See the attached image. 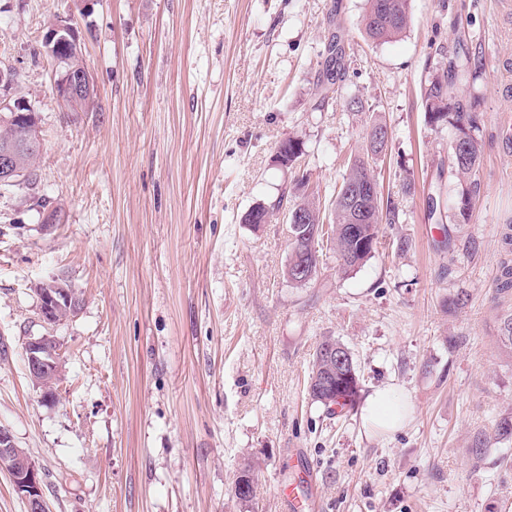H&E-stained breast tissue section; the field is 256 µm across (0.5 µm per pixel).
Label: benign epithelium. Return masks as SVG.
<instances>
[{
	"label": "benign epithelium",
	"mask_w": 512,
	"mask_h": 512,
	"mask_svg": "<svg viewBox=\"0 0 512 512\" xmlns=\"http://www.w3.org/2000/svg\"><path fill=\"white\" fill-rule=\"evenodd\" d=\"M42 49L54 63L58 78L53 90L59 104L70 107L85 91L95 86L92 73L83 56V43L75 17H60L47 26L42 36ZM13 71L0 67V118L17 124L21 134L0 142V186L23 185L28 177L20 164L23 154L35 156L41 151V136L37 113L32 105L11 96ZM39 299V315L49 324L60 308L75 315L81 308V297L62 281L47 282L35 289ZM24 358L30 378L40 383L57 377L62 371L60 345L49 333L31 337L24 344ZM7 472L14 490L22 497L29 512H46L41 477L29 456L14 443L10 430L0 426V471Z\"/></svg>",
	"instance_id": "obj_1"
}]
</instances>
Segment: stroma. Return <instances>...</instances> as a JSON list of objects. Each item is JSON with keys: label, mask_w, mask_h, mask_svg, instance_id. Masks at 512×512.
Instances as JSON below:
<instances>
[{"label": "stroma", "mask_w": 512, "mask_h": 512, "mask_svg": "<svg viewBox=\"0 0 512 512\" xmlns=\"http://www.w3.org/2000/svg\"><path fill=\"white\" fill-rule=\"evenodd\" d=\"M365 3L98 0L84 14L78 0H0V66L42 142L35 183L0 193V426L48 512H244L230 490L251 460L259 512H288L292 483L304 512H512V438L495 435L512 417L497 345L512 294H495L512 224V0H411L410 28L382 43L360 30ZM68 15L97 88L85 112L58 106L42 52ZM334 36L343 69L324 96ZM464 59L480 73L454 91L484 156L458 224L454 131L428 124L421 93ZM377 121L388 146L373 174L397 223L365 265L343 272L328 242L317 277L289 284L282 218L243 221L294 177L278 144L302 139L306 192L325 201ZM45 206L61 214L48 230ZM51 279L83 306L48 326L35 287ZM455 295L464 305L446 308ZM47 332L63 363L50 399L24 360ZM325 336L351 351L362 394L403 390L401 429L372 433L309 398Z\"/></svg>", "instance_id": "obj_1"}]
</instances>
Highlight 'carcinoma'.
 <instances>
[{
  "mask_svg": "<svg viewBox=\"0 0 512 512\" xmlns=\"http://www.w3.org/2000/svg\"><path fill=\"white\" fill-rule=\"evenodd\" d=\"M411 24L410 0H366V9L361 20L362 30L374 42L392 41L401 37ZM455 71L434 74L424 84L423 101L428 123L435 128L451 125L455 136L449 155L450 172L465 182L455 205L454 221L465 224L472 213L473 199L478 184L470 181L479 168L483 146L473 134L474 116L464 110L456 100L452 86ZM387 135L386 126L375 123L368 143L351 157L347 173L331 203L329 229H324L320 204L315 200H304V210L309 221L302 230L300 239L288 242V263L294 260L309 262L318 267L323 257L324 237L329 236L340 269L354 270L374 256L380 224L396 223L395 212L383 211L381 193L363 196L356 200L351 197L355 186L372 176L373 164L385 149L387 141H376L377 134ZM512 290V265L503 262L497 276L496 292L505 294ZM498 347L512 356V312L501 315ZM307 392L310 398L327 408L334 406L348 411L355 408L360 392V379L356 364L348 348L333 336H325L318 343L311 362ZM239 476L246 478L247 492L234 493L235 498L255 512V463L248 461L240 468Z\"/></svg>",
  "mask_w": 512,
  "mask_h": 512,
  "instance_id": "obj_1",
  "label": "carcinoma"
}]
</instances>
